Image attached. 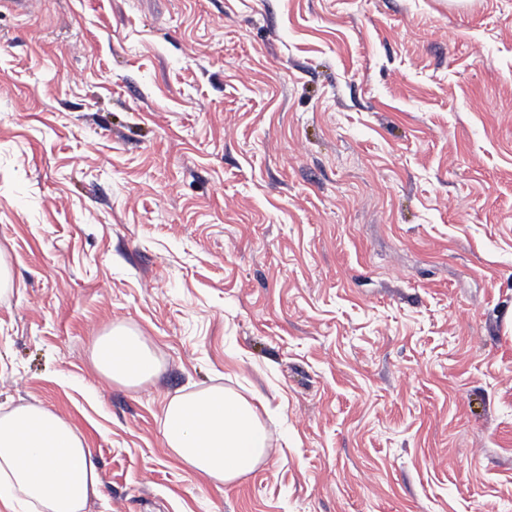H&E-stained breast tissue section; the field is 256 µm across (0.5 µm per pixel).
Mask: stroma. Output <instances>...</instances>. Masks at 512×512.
<instances>
[{
  "mask_svg": "<svg viewBox=\"0 0 512 512\" xmlns=\"http://www.w3.org/2000/svg\"><path fill=\"white\" fill-rule=\"evenodd\" d=\"M0 255V406L89 512H512V0L2 6ZM216 384L274 447L221 491L160 424ZM94 364L102 375L126 387L142 386L160 373L146 337L123 325L98 338Z\"/></svg>",
  "mask_w": 512,
  "mask_h": 512,
  "instance_id": "obj_1",
  "label": "stroma"
}]
</instances>
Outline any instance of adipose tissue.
Segmentation results:
<instances>
[{
	"label": "adipose tissue",
	"instance_id": "obj_1",
	"mask_svg": "<svg viewBox=\"0 0 512 512\" xmlns=\"http://www.w3.org/2000/svg\"><path fill=\"white\" fill-rule=\"evenodd\" d=\"M94 364L126 387L160 373L146 337L122 325L98 338ZM161 425L169 453L219 490L253 473L272 451L253 403L221 385L171 397ZM100 493L98 466L66 419L35 405L0 412V512H17L19 501L32 512H87Z\"/></svg>",
	"mask_w": 512,
	"mask_h": 512
}]
</instances>
